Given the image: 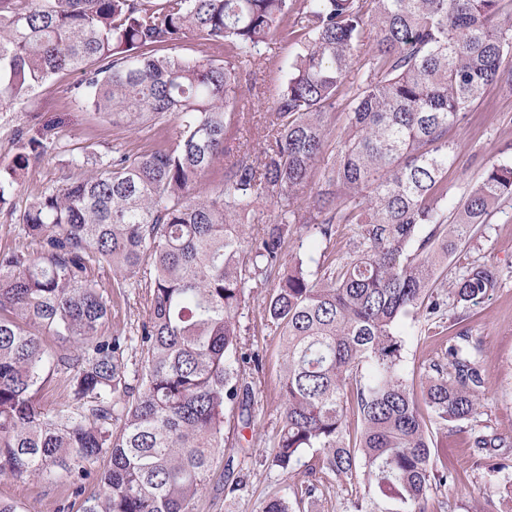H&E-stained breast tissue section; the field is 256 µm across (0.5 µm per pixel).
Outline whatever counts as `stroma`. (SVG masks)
I'll return each instance as SVG.
<instances>
[{"label":"stroma","instance_id":"1","mask_svg":"<svg viewBox=\"0 0 512 512\" xmlns=\"http://www.w3.org/2000/svg\"><path fill=\"white\" fill-rule=\"evenodd\" d=\"M299 50L295 38H278L264 50L250 78L255 109L264 112L287 77L288 64ZM77 77L62 73L44 83L20 105L0 110V165L14 160L17 131L41 140L45 154L29 170L12 198L14 211H23L46 187L62 186L75 176L72 158L92 152L109 158L115 152L141 154L165 148L171 123L162 121L138 129L113 125L82 108L73 92ZM456 163L449 167L447 207L457 203L481 180L491 165H512V87L488 89L464 119L448 129ZM495 265L500 279L480 304L463 310L446 305L439 324L408 322L404 339L407 377H419L429 363L441 359L457 332L469 329L482 340L485 391L478 421L490 426L512 452V198L503 199L487 217L481 235L459 246L436 271L432 287L447 294L455 279L480 264ZM267 289L256 290L240 319L244 350L259 354L262 365H244L242 375L253 388L254 428L243 435L250 449L236 454L235 474L242 484L235 496H225L224 460H217L207 491L193 512H259L262 503L289 492L301 471L282 474L273 467V437L280 417L281 343L264 315ZM440 461L459 476L458 482L434 486L426 512H471L475 501H490L493 512H512V473L490 474L476 459L463 435H440ZM362 487L360 475L337 481L319 480L315 495L299 512H348L351 498ZM0 500L18 504L21 512H83L84 499L66 486L32 477L0 480Z\"/></svg>","mask_w":512,"mask_h":512}]
</instances>
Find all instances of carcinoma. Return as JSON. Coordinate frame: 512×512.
I'll return each mask as SVG.
<instances>
[{"label": "carcinoma", "mask_w": 512, "mask_h": 512, "mask_svg": "<svg viewBox=\"0 0 512 512\" xmlns=\"http://www.w3.org/2000/svg\"><path fill=\"white\" fill-rule=\"evenodd\" d=\"M499 2L0 0L1 108L72 71L82 104L115 124L174 118L166 149L71 159L83 174L43 190L20 215L25 242L0 251V478H57L75 496L92 486L86 512H193L217 455L237 447L224 430L253 423L240 317L268 286L284 356L272 463L288 474L308 452L316 462L261 512H295L317 474L357 470L351 512H426L448 480L436 433L450 426L488 471L511 468L488 452L502 438L477 427L481 340L457 333L418 395L402 369L404 320L444 316L431 292L438 263L512 196V166L493 165L448 222V126L489 87L512 86V19L498 20ZM290 25L304 41L262 116V146L230 155L231 121L252 115L261 49ZM367 30L372 55L355 76ZM189 35L224 44L223 63L169 53ZM331 112L346 113L334 153ZM16 147L0 167L10 216L46 151L22 132ZM220 156L224 176L203 183ZM316 176L314 204L294 207ZM264 202L277 212L247 240ZM338 224L358 225L353 259L317 279L294 242L306 232L328 246ZM107 269L109 287L138 290L147 310L132 336L104 329ZM497 285L496 268L473 266L453 303L475 306ZM59 376L67 400L50 409L45 390Z\"/></svg>", "instance_id": "carcinoma-1"}]
</instances>
